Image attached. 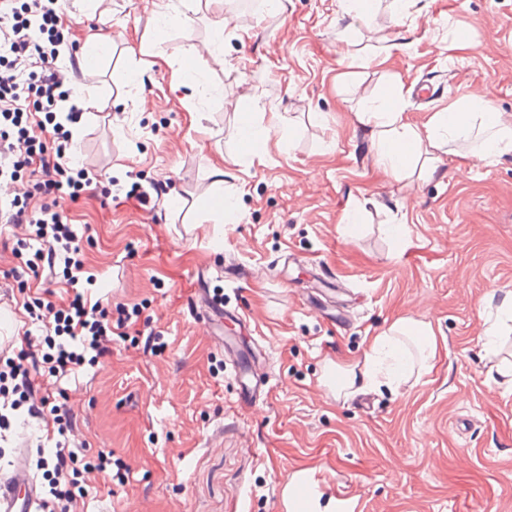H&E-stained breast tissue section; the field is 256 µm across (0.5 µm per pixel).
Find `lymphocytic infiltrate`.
Instances as JSON below:
<instances>
[{
	"label": "lymphocytic infiltrate",
	"mask_w": 512,
	"mask_h": 512,
	"mask_svg": "<svg viewBox=\"0 0 512 512\" xmlns=\"http://www.w3.org/2000/svg\"><path fill=\"white\" fill-rule=\"evenodd\" d=\"M63 6L64 0H0V166L28 168L45 198L34 211L24 198L0 203V225L30 224L35 249L26 268L48 282L64 277L75 291L67 307L52 310L45 326V343L52 352V364L45 371L59 379L74 374L87 353L108 351L114 330L126 324L121 316L115 326L105 325L97 306L89 305L82 293L79 237L60 207L61 200L77 199L93 182L104 179L103 174L91 177L70 165L68 127L80 121L83 110L71 102L78 60L73 56L65 62L60 59V48L69 40L58 24ZM34 112L44 113L46 122L52 123L51 143L36 141L23 128L24 116ZM41 372L36 349L0 356V431L9 430L12 417L22 410L36 419L51 415L62 429L70 425L69 409L54 405L46 410L34 404ZM40 463L54 473L43 499L45 512H76L85 497L77 480L81 469L103 471L109 461L102 457L86 460L59 441Z\"/></svg>",
	"instance_id": "f902f5d3"
}]
</instances>
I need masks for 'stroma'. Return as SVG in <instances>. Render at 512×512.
Listing matches in <instances>:
<instances>
[{"mask_svg":"<svg viewBox=\"0 0 512 512\" xmlns=\"http://www.w3.org/2000/svg\"><path fill=\"white\" fill-rule=\"evenodd\" d=\"M230 2L66 7L77 48L110 26L111 53L74 89L85 110L72 162L107 172L117 193L62 207L92 299L151 316L165 344L117 338L69 380L40 379L73 414L70 448L111 460L80 473L83 512H292L278 486L304 472L322 484L309 512H335L340 493L360 512H512V331L494 355L482 340L512 293V157L453 143L397 181L360 119L399 89L419 127L472 98L512 121V0H408L401 14L373 0L367 17L344 0H281L247 18ZM129 70L138 79L120 80ZM419 82L433 101L411 94ZM247 120L267 137L241 142ZM136 184L162 191V208L130 198ZM232 196L237 219L215 224ZM29 231L0 236V336L18 349L25 332L43 338L27 305L72 294L27 272ZM201 285L241 322L214 324L191 301ZM403 318L433 331L430 369L325 394L326 366L363 362ZM228 336L267 352L256 371L269 392L246 408Z\"/></svg>","mask_w":512,"mask_h":512,"instance_id":"1","label":"stroma"}]
</instances>
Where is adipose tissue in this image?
I'll list each match as a JSON object with an SVG mask.
<instances>
[{"label": "adipose tissue", "instance_id": "adipose-tissue-1", "mask_svg": "<svg viewBox=\"0 0 512 512\" xmlns=\"http://www.w3.org/2000/svg\"><path fill=\"white\" fill-rule=\"evenodd\" d=\"M378 128L373 142L376 157L385 171L401 180L413 158L440 148L444 142L467 141L474 128H481L482 137L473 154L478 158L512 155V126L505 123L499 112L488 103H454L447 111L435 113L424 127L418 128L404 119L402 108L385 112L379 109L370 113ZM416 340L426 358L435 355V339L424 324L403 319L388 330L375 336L366 353L362 367L344 369L347 386L360 389L400 383L399 371L404 354L399 345L400 337Z\"/></svg>", "mask_w": 512, "mask_h": 512}]
</instances>
